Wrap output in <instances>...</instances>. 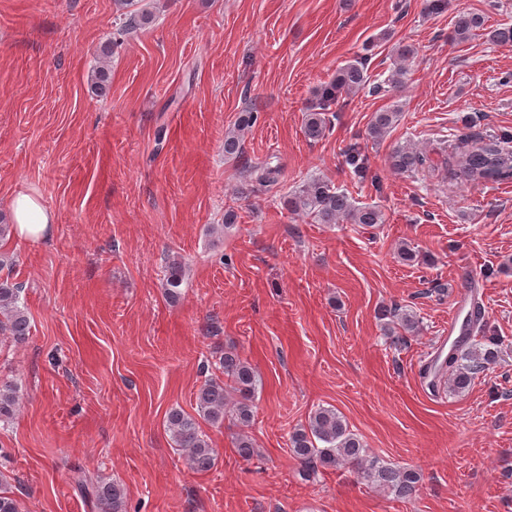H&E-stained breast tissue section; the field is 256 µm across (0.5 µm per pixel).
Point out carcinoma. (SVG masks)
<instances>
[{"instance_id":"obj_1","label":"carcinoma","mask_w":512,"mask_h":512,"mask_svg":"<svg viewBox=\"0 0 512 512\" xmlns=\"http://www.w3.org/2000/svg\"><path fill=\"white\" fill-rule=\"evenodd\" d=\"M152 12L142 8L123 13V21L112 38L117 46V37L138 30L150 23ZM477 31L487 32L488 38L498 44H512V26L488 28L485 18L478 14L461 13L457 16L452 39L456 42L468 40ZM395 69L385 84L370 88L373 93L384 90V86L397 89L404 84L407 74L406 62L416 52L412 45H394ZM369 84L367 58L359 57L338 67L333 78L316 88L313 99L306 108L304 132L308 139L318 141L331 127L332 107L340 99L354 95ZM399 110L386 109L374 113L368 127L372 139H381L398 121ZM254 113L239 114L234 127L224 136V153L235 154L241 150L242 132L254 123ZM344 161L352 173L360 178L366 175L368 158L360 143L346 146ZM427 156L417 149L405 145L394 148L389 155L391 169L398 173L413 172L426 162ZM278 170L267 164L247 166L243 172L246 182L260 186L277 183ZM448 178L463 185L486 182L500 183L512 180V136L491 135L480 141L458 158L448 157ZM288 210L302 212L318 224H383L384 214L374 205H357L344 191L322 178H313L288 195ZM187 272V265L180 259L167 262L163 279L164 293L171 302L181 296L180 287ZM22 284L13 281L11 275L0 277V337L15 343H25L30 335V322L25 308L20 305ZM381 315L397 320L398 331L393 343L403 345L406 336L417 331L418 322L408 313L399 309L382 310ZM484 321L473 328L472 335L460 348L455 349L443 361L441 369L448 370V388L462 393L469 388L478 373L491 364L497 356L494 349H482L483 343H494L477 338L483 332ZM221 375L206 379L196 393V413L192 416L180 409H172L166 418L167 429L174 447L178 448L197 471L211 469L216 460V451L211 447L208 436L201 429L199 420L213 426L224 424L229 419L239 427H247L254 418L253 399L261 379L254 367L245 359L226 352L218 360ZM20 401V387L13 381L0 382V423H8L15 417ZM290 452L304 466L306 471L318 467L348 466L362 475V478L378 491L396 498L412 497L420 481L419 474L383 462L369 454L363 441L350 429L336 409L320 407L308 417L307 426L293 432L290 438ZM77 488L83 497L91 500L98 512H126L125 491L116 481L107 482L81 473Z\"/></svg>"}]
</instances>
